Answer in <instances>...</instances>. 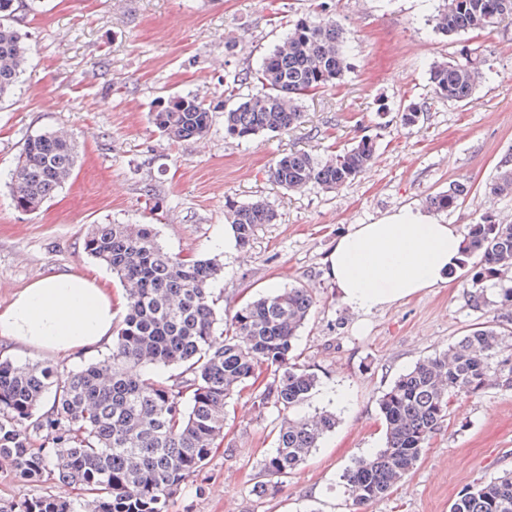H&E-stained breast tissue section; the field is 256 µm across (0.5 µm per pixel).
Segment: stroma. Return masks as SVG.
I'll return each instance as SVG.
<instances>
[{
  "mask_svg": "<svg viewBox=\"0 0 512 512\" xmlns=\"http://www.w3.org/2000/svg\"><path fill=\"white\" fill-rule=\"evenodd\" d=\"M442 0H24L13 24L32 51L13 94L0 101V306L51 273L96 271L113 290L109 267L84 249L96 224L153 225L160 245L183 256L215 257L218 310L275 290L308 288L315 306L293 356L318 377L303 410H328L336 427L307 461L261 492V463L273 451L275 408L251 393L230 401L224 438L172 512H450L464 487L512 470V395L491 384L461 397L410 474L387 497L355 508L343 474L385 441L377 400L419 360L434 356L491 316L512 327V305L475 307L470 266L448 282L389 308L362 314L342 304L325 259L353 224L422 208L449 183L469 194L438 213L466 232L487 216L512 223V195L490 193L512 161V21L493 31L444 35ZM335 18L350 68L303 103L301 124L252 141L224 135L227 86L257 69L298 18ZM481 57L484 78L467 103L436 97L429 69ZM198 95L213 109L207 135L169 140L151 122L158 98ZM422 116L406 128L403 107ZM65 130L75 166L37 212L17 210L9 174L24 139ZM371 139L368 167L337 191H288L270 177L275 160L301 151L318 160ZM264 199L277 214L249 246L225 245L224 201ZM62 482H33L0 465V504L56 495Z\"/></svg>",
  "mask_w": 512,
  "mask_h": 512,
  "instance_id": "35a3bbf8",
  "label": "stroma"
}]
</instances>
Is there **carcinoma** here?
<instances>
[{
  "mask_svg": "<svg viewBox=\"0 0 512 512\" xmlns=\"http://www.w3.org/2000/svg\"><path fill=\"white\" fill-rule=\"evenodd\" d=\"M20 0H0V98L7 96L29 63V48L11 25ZM512 20V0H443L436 28L443 34L488 29ZM348 70L342 33L320 13L296 21L255 71L237 76L238 101L224 111V134L250 141L262 132L299 124L302 101L341 79ZM480 59L435 63L429 80L435 94L466 101L482 79ZM153 124L171 139L209 132L212 110L196 95H174L159 104ZM373 143L363 139L336 159L321 163L307 153L275 161L270 176L288 191L310 184L338 190L371 161ZM75 164L70 139L55 132L31 134L10 173L16 208L33 212L69 177ZM490 191L512 193V168L502 167ZM468 186L455 183L429 197L437 212L459 206ZM226 218L241 246L260 224L275 220L262 200L226 202ZM463 257H480L476 288L512 271V224L483 218L469 225ZM124 287L125 315L103 358L66 374L49 365L18 366L0 360V464L20 477H59L79 484L86 497L62 502L50 495L20 500L0 512H170L174 498L205 464L223 436L226 400L271 372L257 393L259 405L282 414L275 451L262 475L282 478L304 463L336 425L328 412L299 410L317 376L290 361L299 330L314 301L292 287L250 301L214 336L218 314L211 284L221 273L214 258H183L164 251L152 225L132 232L122 224H100L84 242ZM179 366L168 383L155 370ZM512 392V330L487 321L447 350L417 362L378 399L385 426L383 448L361 457L344 480L354 505L389 495L416 466L432 434L447 420L453 399L480 395L491 375ZM52 409L39 412L46 393ZM42 437L35 444V437ZM450 512H512V473L462 490Z\"/></svg>",
  "mask_w": 512,
  "mask_h": 512,
  "instance_id": "obj_1",
  "label": "carcinoma"
}]
</instances>
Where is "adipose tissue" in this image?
<instances>
[{
    "label": "adipose tissue",
    "instance_id": "1",
    "mask_svg": "<svg viewBox=\"0 0 512 512\" xmlns=\"http://www.w3.org/2000/svg\"><path fill=\"white\" fill-rule=\"evenodd\" d=\"M464 249L457 227L402 210L354 224L327 256L339 300L355 312L384 309L443 283ZM124 313L122 295L81 273L39 278L0 307V337L21 352L88 354L109 345Z\"/></svg>",
    "mask_w": 512,
    "mask_h": 512
}]
</instances>
